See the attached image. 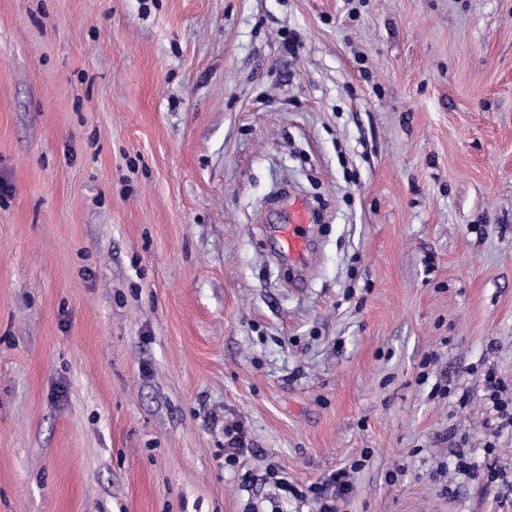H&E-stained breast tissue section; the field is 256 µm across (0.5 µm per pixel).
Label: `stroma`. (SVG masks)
<instances>
[{
    "mask_svg": "<svg viewBox=\"0 0 512 512\" xmlns=\"http://www.w3.org/2000/svg\"><path fill=\"white\" fill-rule=\"evenodd\" d=\"M490 370L512 0H0V512H507ZM289 224L281 231L283 250L288 256L301 259L309 247L306 220L302 212H295L288 218Z\"/></svg>",
    "mask_w": 512,
    "mask_h": 512,
    "instance_id": "1",
    "label": "stroma"
}]
</instances>
